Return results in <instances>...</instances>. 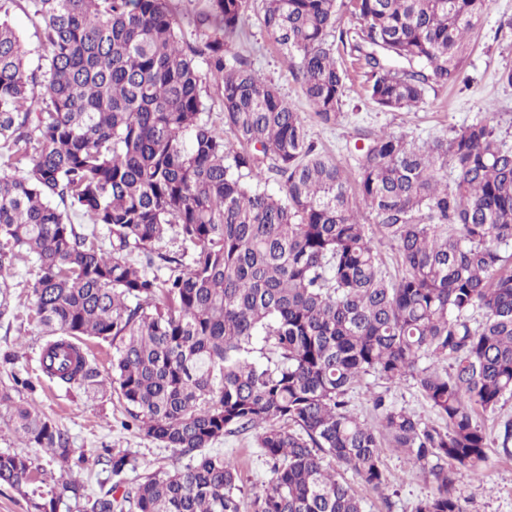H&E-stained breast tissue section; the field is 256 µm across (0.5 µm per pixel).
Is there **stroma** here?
Masks as SVG:
<instances>
[{
	"label": "stroma",
	"mask_w": 512,
	"mask_h": 512,
	"mask_svg": "<svg viewBox=\"0 0 512 512\" xmlns=\"http://www.w3.org/2000/svg\"><path fill=\"white\" fill-rule=\"evenodd\" d=\"M510 19L512 0H489L482 26L471 38L470 55L460 81L446 89L438 87L429 91L428 105L412 111L387 112L368 101L360 70L354 64L355 52L349 46H338L336 56L349 77L343 89V117L332 127L309 116L300 85L272 36L260 24L257 11H250L245 31L236 40L234 50L248 60L259 77L278 87L298 111L307 113L311 137L349 175L354 170V144L360 133L368 129H383L420 145L449 137L454 129L489 118L507 144L512 145V86L500 80L502 72L512 69V30L506 26ZM44 342L30 306L17 309L15 317L0 319V350L20 349L19 368L38 374ZM82 346L97 363L105 382L103 389L87 393L46 384L37 387L34 393H20L19 398L68 429L75 455L84 459L79 476L88 493L95 496L112 485V475L105 464V451L109 448L129 450L138 462V474L172 469L176 460L169 449L121 425L124 411L109 384L111 344L86 337ZM372 391L385 393L390 402L406 408L422 422L435 426L441 423L414 380L392 384L375 374L364 376L350 395L351 407L362 420L371 423L376 420L368 401ZM211 449L239 462L244 501H251L268 487L270 469L259 454L254 433L224 436ZM487 453L488 461L480 479L467 478L460 485L466 512H512V460L501 458L493 447ZM382 460L389 479L385 493H376L362 484L353 471H344L343 476L363 499L366 512H413L418 501L431 495L432 483L412 467L401 449L384 446Z\"/></svg>",
	"instance_id": "35a3bbf8"
}]
</instances>
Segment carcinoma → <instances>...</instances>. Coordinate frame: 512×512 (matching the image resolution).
Segmentation results:
<instances>
[{"mask_svg":"<svg viewBox=\"0 0 512 512\" xmlns=\"http://www.w3.org/2000/svg\"><path fill=\"white\" fill-rule=\"evenodd\" d=\"M19 1L40 27L34 69L9 21ZM194 2L188 41L175 0H0V165L10 170L0 175V318L11 311L6 275L33 257L22 287L46 336L42 376L95 391L103 381L81 340L110 342L125 426L189 463L130 483L136 458L108 448L113 483L92 497L72 474L68 432L13 403L31 379L12 376L0 408L65 469L62 489L82 512H365L337 467L383 492L384 439L434 484L415 512H465L460 483L481 473L489 448L477 415L512 397V146L487 120L420 147L369 131L351 181L310 139L304 113L231 51L250 0ZM486 6L261 0V21L314 116L334 126L341 8L361 20L352 50L366 97L396 111L459 81ZM362 206L396 247L395 280ZM169 235L180 249L157 251ZM154 265L166 273L145 270ZM369 373L414 379L445 426L379 394L378 424L361 421L348 395ZM250 431L272 478L247 505L236 460L206 448ZM495 444L512 458V417L498 420ZM43 471L38 458L0 452V483L20 492Z\"/></svg>","mask_w":512,"mask_h":512,"instance_id":"cac0c4a2","label":"carcinoma"}]
</instances>
